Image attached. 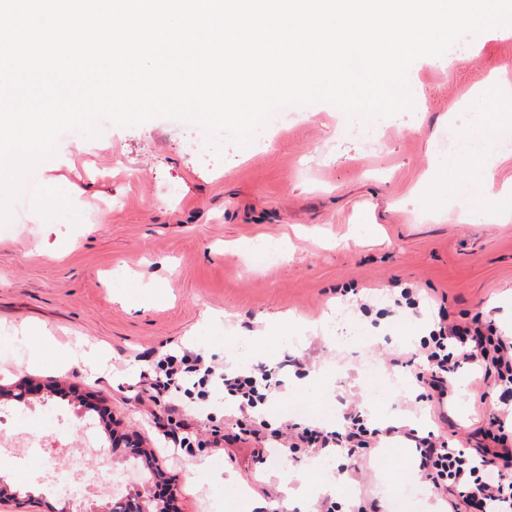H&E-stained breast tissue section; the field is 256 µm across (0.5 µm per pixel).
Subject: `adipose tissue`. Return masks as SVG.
Returning <instances> with one entry per match:
<instances>
[{"label":"adipose tissue","mask_w":512,"mask_h":512,"mask_svg":"<svg viewBox=\"0 0 512 512\" xmlns=\"http://www.w3.org/2000/svg\"><path fill=\"white\" fill-rule=\"evenodd\" d=\"M496 98L511 101L512 87L500 86L492 98L482 92L469 100L472 117L463 131V140L481 143V152L458 150L448 154L434 153L429 157L431 168L442 174L436 184L439 194L459 196L460 187H468V195L459 198L462 210L471 215L479 213L486 202L512 196V185H497L487 162L493 155L512 154V147L507 144L508 136L512 135V114L493 112L492 101Z\"/></svg>","instance_id":"adipose-tissue-1"}]
</instances>
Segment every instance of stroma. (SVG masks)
<instances>
[{
  "label": "stroma",
  "mask_w": 512,
  "mask_h": 512,
  "mask_svg": "<svg viewBox=\"0 0 512 512\" xmlns=\"http://www.w3.org/2000/svg\"><path fill=\"white\" fill-rule=\"evenodd\" d=\"M502 78L512 83V35L494 28L416 60L408 83L420 105L391 117L355 120L317 102L246 146L219 134L216 152L193 144L194 124L177 119L106 123L92 139L64 133L0 229L5 432L29 436L24 421L35 418L73 447L95 433L102 453L86 469L104 503L113 486L135 489L130 476L140 462L131 449L113 448L115 428L178 475L174 512H271L291 476L310 479V512L332 483L345 505L366 496L380 512H427L433 494L414 476L415 449H380L358 479L336 477L320 456L293 461L253 440L232 442L241 417L216 392L201 406L207 422L180 450L169 443L176 423L155 424L148 406L129 400V387L146 357L166 352L214 349L217 362L249 370L296 359L301 373L285 375L266 409L271 428L287 420L333 428L355 399L375 421L403 419L475 448L484 407L469 369L457 374L440 423L411 406V371L387 357L416 351L441 310L512 336L503 311L512 306V215L492 206L473 218L455 197H435L428 161L457 147L471 117L468 94ZM49 184L79 208L32 215L33 198ZM363 224L369 231L355 241ZM261 242L276 245V261L255 253ZM400 287L421 292L419 309L394 306ZM362 303L377 318L361 314ZM282 318L301 326L300 340L274 331ZM24 324L44 329L36 345L15 340ZM258 337L265 351L255 349ZM79 341L104 348L96 373L77 358L61 363ZM218 433L229 438L221 448ZM0 480L28 487L26 512L74 508L11 467L0 465Z\"/></svg>",
  "instance_id": "35a3bbf8"
}]
</instances>
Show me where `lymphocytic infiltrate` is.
Segmentation results:
<instances>
[{
	"label": "lymphocytic infiltrate",
	"mask_w": 512,
	"mask_h": 512,
	"mask_svg": "<svg viewBox=\"0 0 512 512\" xmlns=\"http://www.w3.org/2000/svg\"><path fill=\"white\" fill-rule=\"evenodd\" d=\"M391 365L409 367L421 396L444 405L453 391L459 369L474 367L483 378H496L499 386L512 390V337L486 331L480 319L466 323L436 322L418 352L396 355ZM283 382L265 370L225 371L223 365L202 355L185 352L160 358L152 371L141 372L133 385L135 400L148 401L166 415L181 416L183 429L190 430L198 418L184 417V399L208 400L213 389H221L238 412L256 431L266 429L262 408ZM343 429L329 431L316 424L286 423L276 429V441L291 455L341 452L353 459L352 474H359L382 439L400 436L415 445L419 469L435 494L445 499L452 512L468 506L471 512H512V458L497 461L489 451L469 453L452 447L444 436L389 426L372 428L355 408L346 412Z\"/></svg>",
	"instance_id": "1"
}]
</instances>
